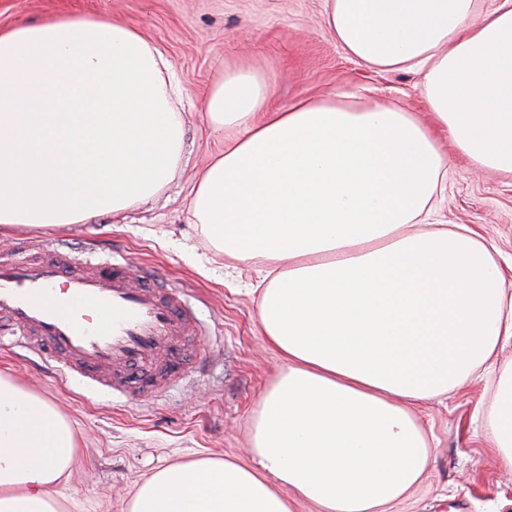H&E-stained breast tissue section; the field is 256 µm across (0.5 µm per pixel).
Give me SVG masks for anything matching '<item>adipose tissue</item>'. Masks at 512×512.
Segmentation results:
<instances>
[{"label":"adipose tissue","instance_id":"1","mask_svg":"<svg viewBox=\"0 0 512 512\" xmlns=\"http://www.w3.org/2000/svg\"><path fill=\"white\" fill-rule=\"evenodd\" d=\"M345 53L423 69L433 117L300 97L226 70L204 110L239 134L203 169L190 211L206 241L281 264L259 320L285 362L251 425L249 462L157 469L128 512H383L425 472L414 413L480 366L497 372L487 430L512 468V291L471 228L411 229L440 192L447 133L473 165L512 175V0H327ZM181 82L133 25L52 17L0 31V240L120 215L157 195L184 152ZM75 432L0 373V512H60Z\"/></svg>","mask_w":512,"mask_h":512}]
</instances>
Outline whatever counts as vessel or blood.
Segmentation results:
<instances>
[{
    "label": "vessel or blood",
    "mask_w": 512,
    "mask_h": 512,
    "mask_svg": "<svg viewBox=\"0 0 512 512\" xmlns=\"http://www.w3.org/2000/svg\"><path fill=\"white\" fill-rule=\"evenodd\" d=\"M18 238L0 257V335L18 337L61 377L133 399L157 397L203 357L200 323L178 287H157L127 263L93 259Z\"/></svg>",
    "instance_id": "obj_1"
}]
</instances>
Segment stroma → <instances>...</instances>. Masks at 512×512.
<instances>
[{
	"label": "stroma",
	"mask_w": 512,
	"mask_h": 512,
	"mask_svg": "<svg viewBox=\"0 0 512 512\" xmlns=\"http://www.w3.org/2000/svg\"><path fill=\"white\" fill-rule=\"evenodd\" d=\"M326 0H0V30L51 15H87L135 25L183 81L185 151L173 181L124 216L35 229L47 243L96 240L136 272L182 288L211 329L207 363L155 399L125 400L60 380L11 339L0 340V372L55 403L72 423L78 451L61 512H127L136 486L155 469L199 457L247 461L250 426L282 361L258 318L266 262H240L207 244L189 211L199 172L235 130H217L204 95L224 69L250 66L273 83L272 102L334 99L355 107L395 104L429 120L423 75L374 70L350 58L325 26ZM438 224H466L494 243L512 282V177L473 167L447 136ZM489 376L422 404L431 443L423 481L387 512H512V469L494 466L485 419Z\"/></svg>",
	"instance_id": "obj_1"
}]
</instances>
